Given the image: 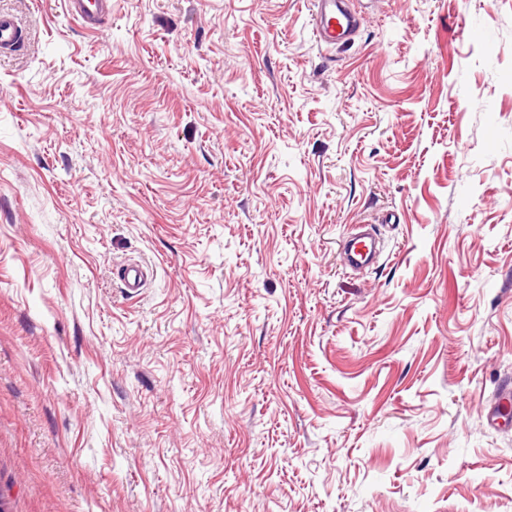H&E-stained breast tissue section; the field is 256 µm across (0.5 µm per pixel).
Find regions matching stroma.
Instances as JSON below:
<instances>
[{"label": "stroma", "instance_id": "35a3bbf8", "mask_svg": "<svg viewBox=\"0 0 512 512\" xmlns=\"http://www.w3.org/2000/svg\"><path fill=\"white\" fill-rule=\"evenodd\" d=\"M361 2L0 0V512H512V0ZM312 31L316 42L330 48L349 45L360 25L348 0H315ZM20 26L9 14L0 13V50L2 53L12 52L19 44ZM366 225L354 224L347 231L345 265L352 270L361 271L375 263V233Z\"/></svg>", "mask_w": 512, "mask_h": 512}]
</instances>
